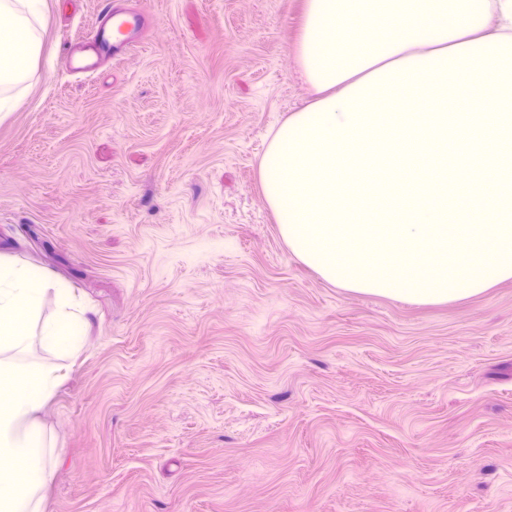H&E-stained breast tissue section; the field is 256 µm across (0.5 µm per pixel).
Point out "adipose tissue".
Wrapping results in <instances>:
<instances>
[{"instance_id": "1", "label": "adipose tissue", "mask_w": 512, "mask_h": 512, "mask_svg": "<svg viewBox=\"0 0 512 512\" xmlns=\"http://www.w3.org/2000/svg\"><path fill=\"white\" fill-rule=\"evenodd\" d=\"M37 0H0V102L37 72ZM310 102L274 129L263 197L291 254L420 304L512 280V0H304Z\"/></svg>"}]
</instances>
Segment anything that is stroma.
<instances>
[{"label":"stroma","instance_id":"35a3bbf8","mask_svg":"<svg viewBox=\"0 0 512 512\" xmlns=\"http://www.w3.org/2000/svg\"><path fill=\"white\" fill-rule=\"evenodd\" d=\"M113 0H46L0 122V253L90 319L40 414L43 512H512V280L417 304L300 263L261 193L310 98L303 0H135L144 43L89 77L65 44Z\"/></svg>","mask_w":512,"mask_h":512}]
</instances>
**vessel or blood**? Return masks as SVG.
Returning <instances> with one entry per match:
<instances>
[{
  "label": "vessel or blood",
  "instance_id": "obj_1",
  "mask_svg": "<svg viewBox=\"0 0 512 512\" xmlns=\"http://www.w3.org/2000/svg\"><path fill=\"white\" fill-rule=\"evenodd\" d=\"M150 22L133 6L115 8L100 17L90 38L67 44L64 49L71 72L92 75L103 61L113 59L134 47Z\"/></svg>",
  "mask_w": 512,
  "mask_h": 512
}]
</instances>
